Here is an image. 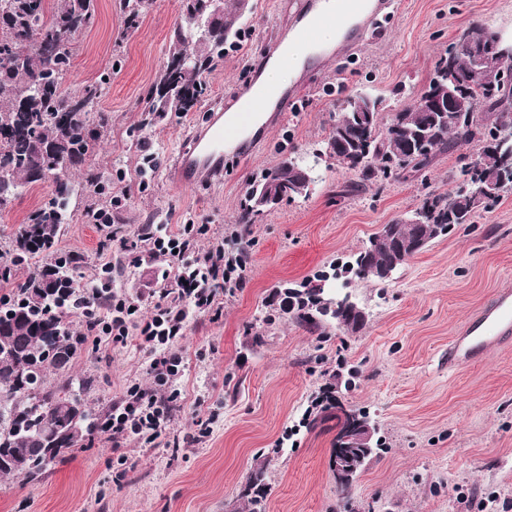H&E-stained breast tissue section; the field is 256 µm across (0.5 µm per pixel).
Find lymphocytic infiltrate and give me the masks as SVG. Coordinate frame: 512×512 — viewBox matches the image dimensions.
Listing matches in <instances>:
<instances>
[{"mask_svg":"<svg viewBox=\"0 0 512 512\" xmlns=\"http://www.w3.org/2000/svg\"><path fill=\"white\" fill-rule=\"evenodd\" d=\"M193 230L190 224L177 229L158 224L130 235L115 231L109 234L130 256L132 264H139L145 254L177 264L173 285L153 291V311L146 319H138L139 306L134 300L109 284L103 287L101 303L83 307L87 335L103 336L118 344L126 341L130 324H137L140 345L149 357L152 387L131 385L112 405L107 439L113 449H120L131 438L154 442L169 429L180 396L177 382L186 365L176 344L184 336L189 311H220L225 289L240 288L245 283L249 256L240 245L245 232H232L231 238L239 246L228 252L220 245L206 251L198 249Z\"/></svg>","mask_w":512,"mask_h":512,"instance_id":"obj_1","label":"lymphocytic infiltrate"}]
</instances>
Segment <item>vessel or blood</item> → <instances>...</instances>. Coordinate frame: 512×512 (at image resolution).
<instances>
[{
	"label": "vessel or blood",
	"instance_id": "obj_1",
	"mask_svg": "<svg viewBox=\"0 0 512 512\" xmlns=\"http://www.w3.org/2000/svg\"><path fill=\"white\" fill-rule=\"evenodd\" d=\"M390 6V0H306L289 32L293 39L310 41L317 25L335 24L341 30L337 49H355L364 36L377 35L380 17ZM235 102V113L214 112L208 124L173 158L171 171L178 185L222 179L225 145L236 143L265 112H290L298 104L294 93L271 87L259 77L236 96ZM511 343L512 291L504 290L488 298L453 336L448 344V364L464 365Z\"/></svg>",
	"mask_w": 512,
	"mask_h": 512
}]
</instances>
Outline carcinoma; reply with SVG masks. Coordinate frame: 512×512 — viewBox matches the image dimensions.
Listing matches in <instances>:
<instances>
[{"instance_id":"obj_1","label":"carcinoma","mask_w":512,"mask_h":512,"mask_svg":"<svg viewBox=\"0 0 512 512\" xmlns=\"http://www.w3.org/2000/svg\"><path fill=\"white\" fill-rule=\"evenodd\" d=\"M94 0H0V211L7 209L26 189L45 181L48 150L66 156L71 169L81 175L74 181L67 174L55 180L51 198L32 211L0 257V281L8 284L12 270L39 261L34 271L11 293L0 297V459L13 451L37 452L45 447V432L51 425L74 424L75 431L59 438L43 468L21 473L0 466V476L23 480L41 477L49 466L75 448H89L99 439L111 415L95 414L82 394L93 386L89 377L70 374L73 361L82 352L87 337L72 330L71 317L77 312L79 295L92 289L74 276L76 259L59 256L54 250L62 226L70 223L72 205L82 197H95L99 205L86 211L91 224L109 218L112 180L88 164L109 130V116L93 112L112 82V72L77 91L63 87L75 57L74 42L85 24L93 23ZM199 0H181L186 26L175 29L166 65L153 85L143 111L152 118L169 113L196 112L210 94L207 75L225 47H234L241 38V15L235 5H224L221 21L203 35L197 32L192 8ZM153 0H119L123 17L122 36L134 32L149 11ZM453 74L468 80L470 103L479 111L459 112L450 124L433 122L422 112L404 113L406 122L390 118L382 123L373 113L370 134L361 138L364 164L349 172L356 176L355 187L378 181L396 180L402 174L428 168L441 154L462 145L479 146L477 156L461 167V174L479 170V180L454 186L446 194L426 193L417 211L424 223L410 224L397 219L384 225L385 236L375 248L365 244L353 254L342 273L354 279L385 283L386 273L402 267L428 241L448 235L461 224H472L476 216L496 206L502 195L512 192V179L502 180L503 167L494 144L503 131L512 129V95L494 96L490 82L470 73L464 50L457 52ZM283 181L285 193H295L304 176L284 163L262 172L253 184L273 177ZM495 187L490 202L477 206L471 194L478 183ZM263 212L251 192H246L241 224H253ZM288 299L284 313L296 323L314 329L336 326L356 333L365 318L349 314L347 293L335 295L315 287L276 291ZM336 419V427L365 426L370 416L364 410L345 406L341 389L334 401L319 409L317 420ZM263 471L248 477L241 497L247 512H264Z\"/></svg>"}]
</instances>
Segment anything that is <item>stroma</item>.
<instances>
[{
	"label": "stroma",
	"mask_w": 512,
	"mask_h": 512,
	"mask_svg": "<svg viewBox=\"0 0 512 512\" xmlns=\"http://www.w3.org/2000/svg\"><path fill=\"white\" fill-rule=\"evenodd\" d=\"M303 3L249 0L240 21L246 34L210 74L200 109L142 131L137 106L185 23L181 0H155L125 38L118 0H95L66 85L75 90L112 73L96 105L111 126L91 161L116 175L112 191L122 205L114 226L131 234L146 224H204L199 245L207 250L235 230L261 171L293 156L317 163L321 180L308 197L281 202L251 225L244 288L225 296L219 313L190 315L180 342L181 407L167 434L151 446L128 440L118 452L106 442L76 449L33 481L0 477V512H244L240 491L258 468L266 473L265 512H464L460 497L512 495V346L448 367L451 337L487 297L512 290V194L409 258L389 281H351L366 312L358 333L300 326L270 302L276 289L328 276L380 225L412 214L425 193L448 192L459 172L456 155L444 154L420 175L354 189L353 174L314 158L339 100L360 91L381 98L386 119L411 106L465 29L482 24L512 38V0H395L382 36L290 79L299 110L261 128L246 151L225 153L223 181L176 186L171 158L264 68ZM147 151L156 164L145 172ZM52 191L51 182L39 183L0 212L1 247ZM87 207L76 204L56 242L58 252L80 256L81 282L97 280L112 262L128 295L156 285L165 261L125 264L87 222ZM146 365L132 334L123 344L85 346L72 371L93 377L85 399L99 413L128 385L151 386ZM350 368L356 376L343 401L370 414L387 450L365 464L344 500L330 467L334 422L306 428L301 420L321 388Z\"/></svg>",
	"instance_id": "35a3bbf8"
}]
</instances>
